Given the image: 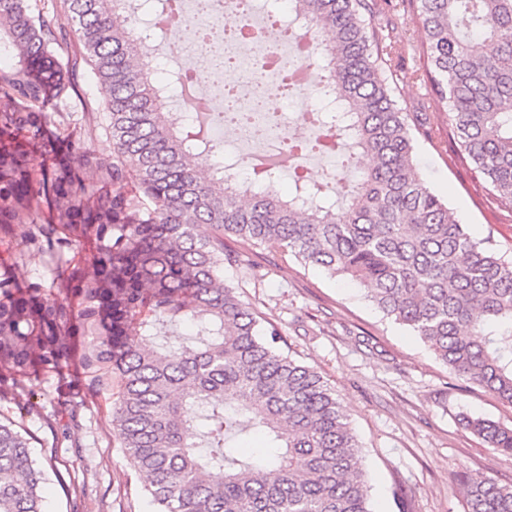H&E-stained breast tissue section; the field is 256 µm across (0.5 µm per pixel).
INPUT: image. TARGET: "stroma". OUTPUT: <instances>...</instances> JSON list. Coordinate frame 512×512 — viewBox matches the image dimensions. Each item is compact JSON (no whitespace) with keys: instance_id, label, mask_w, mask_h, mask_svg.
Segmentation results:
<instances>
[{"instance_id":"stroma-1","label":"stroma","mask_w":512,"mask_h":512,"mask_svg":"<svg viewBox=\"0 0 512 512\" xmlns=\"http://www.w3.org/2000/svg\"><path fill=\"white\" fill-rule=\"evenodd\" d=\"M385 21L397 40L399 104L427 111L428 88L418 0H396ZM447 113L433 121L431 140L419 141L418 160L427 184L448 198L475 239L491 241L512 257V209L501 207L484 181L460 163L449 136ZM258 280L225 267L261 325L275 326L292 358L319 372L335 389L361 444L374 512H399L400 489L408 512H467L463 475L479 474L512 484V455L489 447L463 417L487 419L512 429V404L450 374L403 325L382 318L355 283L317 267L255 246ZM79 401L77 414L63 400ZM116 398L83 389L75 371L46 372L21 381L0 375V419L29 433L48 480L44 512H154L144 480L129 466L112 432Z\"/></svg>"}]
</instances>
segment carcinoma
Here are the masks:
<instances>
[{"label": "carcinoma", "mask_w": 512, "mask_h": 512, "mask_svg": "<svg viewBox=\"0 0 512 512\" xmlns=\"http://www.w3.org/2000/svg\"><path fill=\"white\" fill-rule=\"evenodd\" d=\"M0 0V245L51 257L47 282L0 277V371L62 368L81 339L82 381L112 390V430L145 479L156 512H373L360 445L336 391L279 348L277 328L224 282L243 245L349 276L383 315L447 366L512 404V258L475 240L424 181L417 135L427 112L395 92L394 41L375 0H291L316 34L307 64L313 113L334 141L336 185L282 162L323 152L290 138L249 182L205 168L219 143L204 120L180 122L140 62L143 17L169 0ZM425 76L448 112L470 171L512 208V0H419ZM80 102L78 118L67 101ZM102 137L107 154L90 148ZM96 267L67 258L75 245ZM79 300L75 310L67 297ZM188 318L195 336L149 347L159 322ZM139 329L141 342L127 339ZM465 426L512 455V430ZM273 448L257 464L239 438ZM45 470L30 439L0 421V512H43ZM467 512H512V485L466 475Z\"/></svg>", "instance_id": "cac0c4a2"}]
</instances>
